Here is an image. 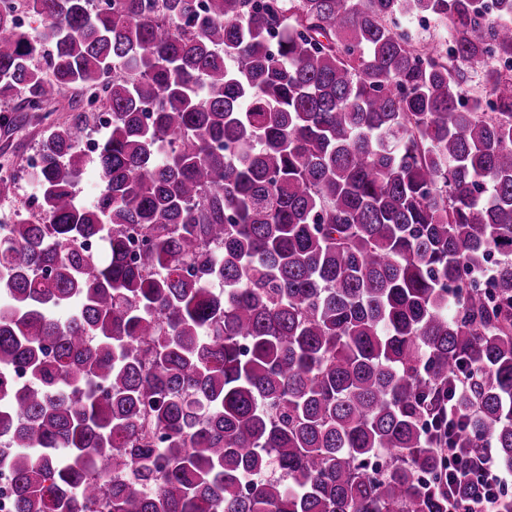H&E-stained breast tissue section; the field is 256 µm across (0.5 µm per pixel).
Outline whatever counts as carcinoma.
Instances as JSON below:
<instances>
[{
    "mask_svg": "<svg viewBox=\"0 0 512 512\" xmlns=\"http://www.w3.org/2000/svg\"><path fill=\"white\" fill-rule=\"evenodd\" d=\"M90 2L0 11V99L74 91L0 236L9 512H448L439 449L512 469V0Z\"/></svg>",
    "mask_w": 512,
    "mask_h": 512,
    "instance_id": "carcinoma-1",
    "label": "carcinoma"
}]
</instances>
